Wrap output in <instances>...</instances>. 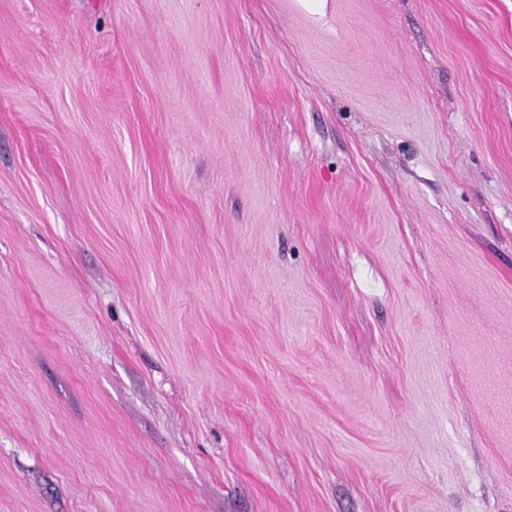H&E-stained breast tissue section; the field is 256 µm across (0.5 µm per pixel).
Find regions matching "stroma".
<instances>
[{
  "instance_id": "35a3bbf8",
  "label": "stroma",
  "mask_w": 512,
  "mask_h": 512,
  "mask_svg": "<svg viewBox=\"0 0 512 512\" xmlns=\"http://www.w3.org/2000/svg\"><path fill=\"white\" fill-rule=\"evenodd\" d=\"M0 512H512V0H0Z\"/></svg>"
}]
</instances>
